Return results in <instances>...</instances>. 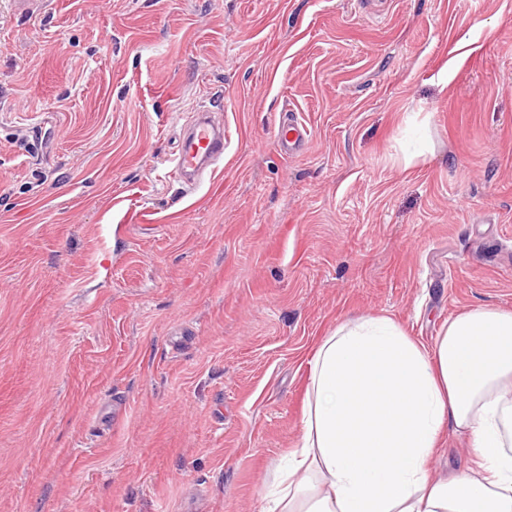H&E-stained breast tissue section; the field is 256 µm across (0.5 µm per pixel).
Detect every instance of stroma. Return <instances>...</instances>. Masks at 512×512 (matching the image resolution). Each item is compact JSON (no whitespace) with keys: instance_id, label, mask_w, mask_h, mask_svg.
Segmentation results:
<instances>
[{"instance_id":"1","label":"stroma","mask_w":512,"mask_h":512,"mask_svg":"<svg viewBox=\"0 0 512 512\" xmlns=\"http://www.w3.org/2000/svg\"><path fill=\"white\" fill-rule=\"evenodd\" d=\"M476 306L512 312V0H0V512H262L324 336ZM224 159V128H219L211 119H196L180 148L167 161L171 172L180 180L205 173L211 176L214 165ZM310 132L297 120L280 121L276 131V143L281 157L288 158L303 153L309 146Z\"/></svg>"}]
</instances>
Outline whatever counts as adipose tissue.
Wrapping results in <instances>:
<instances>
[{
  "label": "adipose tissue",
  "instance_id": "adipose-tissue-1",
  "mask_svg": "<svg viewBox=\"0 0 512 512\" xmlns=\"http://www.w3.org/2000/svg\"><path fill=\"white\" fill-rule=\"evenodd\" d=\"M311 364L302 434L263 512H512V312L468 309L430 348L360 316ZM448 431L479 463L436 478Z\"/></svg>",
  "mask_w": 512,
  "mask_h": 512
}]
</instances>
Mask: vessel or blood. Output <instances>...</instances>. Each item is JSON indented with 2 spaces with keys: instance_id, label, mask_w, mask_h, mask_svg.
I'll list each match as a JSON object with an SVG mask.
<instances>
[{
  "instance_id": "1",
  "label": "vessel or blood",
  "mask_w": 512,
  "mask_h": 512,
  "mask_svg": "<svg viewBox=\"0 0 512 512\" xmlns=\"http://www.w3.org/2000/svg\"><path fill=\"white\" fill-rule=\"evenodd\" d=\"M309 137L310 132L305 124L293 119L280 121L276 131L280 156L288 158L306 151ZM223 158V129L213 124L211 119L201 117L196 119L168 163L177 177H194L213 174L215 164Z\"/></svg>"
}]
</instances>
